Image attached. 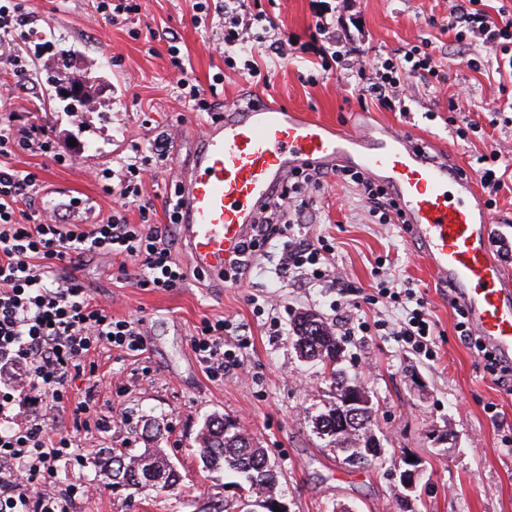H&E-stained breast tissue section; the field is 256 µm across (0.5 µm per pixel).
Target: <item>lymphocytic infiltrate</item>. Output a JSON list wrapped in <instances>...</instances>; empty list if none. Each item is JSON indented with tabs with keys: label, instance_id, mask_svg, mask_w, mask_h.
Instances as JSON below:
<instances>
[{
	"label": "lymphocytic infiltrate",
	"instance_id": "lymphocytic-infiltrate-1",
	"mask_svg": "<svg viewBox=\"0 0 512 512\" xmlns=\"http://www.w3.org/2000/svg\"><path fill=\"white\" fill-rule=\"evenodd\" d=\"M231 2L219 44L228 63L241 52L247 30L266 18L265 11H252L250 0ZM34 22L27 0H0V69L10 75L8 81L0 82L1 106L15 99L33 79L21 46L30 41ZM448 27L454 30L456 40L471 37L492 44L498 69L512 76V13L502 8L493 17L487 11V0H463L451 7ZM429 47L424 38L393 57L359 56L354 78L366 86L378 106L394 109L407 78L422 71L438 77ZM169 55L181 98L192 111L215 116L217 102L209 99L188 72L178 47L170 46ZM170 143L166 137L154 141L149 149L135 148L100 173L105 193L136 205L139 223H130L123 211L117 210L98 224H61L55 215L34 211L31 192L36 176L14 169L9 161L20 151L60 164L64 156L38 125L0 128V512H70L76 498L90 493L86 486L62 488L56 484L59 461L86 459L92 451L59 426L47 423L45 415L50 411L90 414L88 402L72 401L71 380L85 375L92 352L106 348L134 356L142 351L144 341L137 320L114 318L79 278L58 281L53 274L76 266L88 253L106 258L122 255L138 265L137 287L165 291L180 287L187 269L174 258L168 232L154 224L153 207L142 198L144 174L167 160ZM331 176L357 185L369 213L379 223H400L396 199L387 187L353 169L328 172L307 166L290 173L276 190L241 256L230 262L231 272L237 274L251 266L260 248L277 235L282 239L281 271L295 269L316 281L335 276L331 261L334 245L323 237L308 241L294 232L305 222L309 191ZM377 296L402 313L390 330L396 341L432 359L434 323L424 297L393 280L386 281ZM455 311L459 317L456 327L481 353L485 372L511 393L512 365H504L473 335L463 306H456ZM233 333L232 322L224 318L205 319L198 326L191 344L208 376L218 378L225 369L240 367L239 352L247 342L241 339L235 348H225V337ZM17 400L26 403L28 417L19 420L11 415Z\"/></svg>",
	"mask_w": 512,
	"mask_h": 512
}]
</instances>
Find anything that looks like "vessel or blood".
Masks as SVG:
<instances>
[{
  "mask_svg": "<svg viewBox=\"0 0 512 512\" xmlns=\"http://www.w3.org/2000/svg\"><path fill=\"white\" fill-rule=\"evenodd\" d=\"M303 164L353 168L393 191L436 283L453 287L474 333L512 364V277L490 247L484 200L452 159L377 121L343 131L272 103L226 108L204 126L178 183L195 268L223 279L261 206Z\"/></svg>",
  "mask_w": 512,
  "mask_h": 512,
  "instance_id": "vessel-or-blood-1",
  "label": "vessel or blood"
}]
</instances>
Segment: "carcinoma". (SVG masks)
Masks as SVG:
<instances>
[{
  "instance_id": "carcinoma-1",
  "label": "carcinoma",
  "mask_w": 512,
  "mask_h": 512,
  "mask_svg": "<svg viewBox=\"0 0 512 512\" xmlns=\"http://www.w3.org/2000/svg\"><path fill=\"white\" fill-rule=\"evenodd\" d=\"M75 86L81 87L83 82L70 80L56 86L57 99L80 106L87 104L86 97L70 93V88ZM64 91L67 92L65 96L62 95ZM292 339L297 352L322 361L323 374L332 386V396L314 419L317 434L326 440L327 447L341 454L345 465L359 467L376 460L379 448L369 434L375 425L374 407L361 408L362 415L358 422L342 423L338 391L345 385L354 384V381L336 367V350L342 348L339 338L317 314L303 313L294 319ZM230 420V416L215 415L205 421L197 438L202 471L210 478L226 475L237 477L234 485L247 490L249 498L278 495L279 471L269 459L266 449L245 430L239 434L225 430ZM144 458H151L157 463L162 471L161 480L149 485L142 483L145 474L140 461ZM94 465L112 480V485H139L140 492L147 496L173 490L182 483L181 475L164 450L152 446L134 454H118L104 448L94 460ZM242 505L240 500L213 497L198 512H244Z\"/></svg>"
}]
</instances>
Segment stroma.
Segmentation results:
<instances>
[{
    "instance_id": "obj_1",
    "label": "stroma",
    "mask_w": 512,
    "mask_h": 512,
    "mask_svg": "<svg viewBox=\"0 0 512 512\" xmlns=\"http://www.w3.org/2000/svg\"><path fill=\"white\" fill-rule=\"evenodd\" d=\"M193 3L141 0L133 22L107 25L96 15L94 0H29L37 39L52 50L34 58L33 88L0 109V123L10 121L18 128L37 123L68 159L58 165L33 153L15 157L17 169L37 177L34 203L51 190L58 216L66 222L70 197L91 196L96 218L106 219L114 202L95 172L111 167L132 143L145 146L171 132L175 138L168 159L143 186L155 224H164L167 199L191 160L206 117L184 106L166 43L147 38L152 29L176 33L181 55L202 87L223 73L216 96L222 105L243 106L264 96L341 129L350 128L354 113L368 112L447 150L469 172L491 147L512 152V110L506 107L512 78L497 74L490 44L458 42L445 32L448 0H277L267 14L299 48L277 57L262 36V24H255L251 34L261 75L251 80L227 68L211 48L223 33L221 17L193 25ZM319 12L329 24L325 41L344 51L387 57L429 39L434 65L447 74V83L437 84L426 74L409 77L402 94L408 109L404 116L361 102L348 70L323 71L301 50ZM470 58L481 61V70L468 68ZM66 75L86 76L93 111H62L52 82ZM452 97L465 104L470 119L487 126V136L456 137L448 124ZM312 197L313 222L306 231L333 239L335 266L346 291L294 270L277 276L276 239L237 282L223 284L190 268L186 282L168 291L135 287L118 263L84 255L74 276L111 307L114 317L140 320L146 351L132 357L101 350L94 356L93 373L76 382L74 398L88 399L101 417L109 406H118L126 413L124 423L94 425L86 432L67 416L56 423L78 438H91L97 447L130 452L142 448L143 427L160 426L158 445L189 491L146 497L109 486L93 463L71 459L58 463L57 483L97 489L94 497L77 500L72 512H193L195 501L226 496L221 482L206 478L196 452L204 422L224 414L266 448L281 473L280 490L290 512H399L405 497L417 512H512V449L507 446L512 394L484 374L474 350L458 336L447 286L433 280L410 232L397 224L371 223L356 185L331 179ZM497 201L491 246L512 268V192H499ZM386 279L409 284L427 299L436 323L434 360L420 358L384 332L358 330L364 320L396 321L397 312L366 301ZM259 293L276 298L272 313H257L252 299ZM342 297L352 305L347 322L334 327L345 350L341 366L368 390L384 445L380 459L359 468L343 465L314 433L311 417L325 402L329 384L320 364L299 358L291 340V321L299 312L313 311L332 322L335 302ZM206 318L231 320L249 342L242 366L226 370L220 379L206 375L191 345ZM443 430L452 438L440 445L435 436ZM406 456L417 457L421 468V480L410 494L392 478Z\"/></svg>"
}]
</instances>
